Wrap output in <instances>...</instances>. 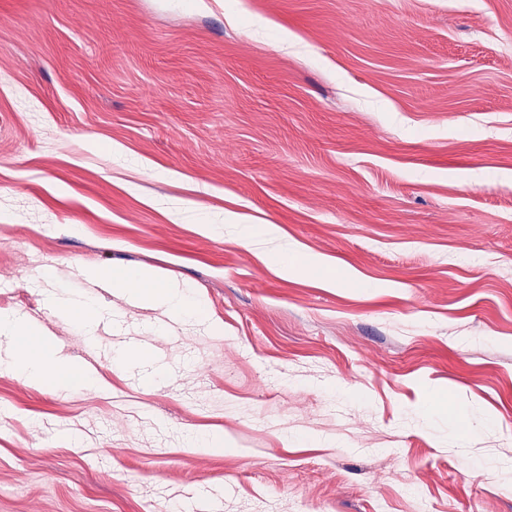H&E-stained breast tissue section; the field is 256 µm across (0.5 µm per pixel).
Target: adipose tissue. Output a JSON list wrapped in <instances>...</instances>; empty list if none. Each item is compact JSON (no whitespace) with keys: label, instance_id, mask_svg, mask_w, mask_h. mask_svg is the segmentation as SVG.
Masks as SVG:
<instances>
[{"label":"adipose tissue","instance_id":"adipose-tissue-1","mask_svg":"<svg viewBox=\"0 0 512 512\" xmlns=\"http://www.w3.org/2000/svg\"><path fill=\"white\" fill-rule=\"evenodd\" d=\"M110 277L113 288L161 307L173 317L198 320L205 314L204 301L195 289L168 281L154 270L117 268L111 271ZM0 335L16 344L6 358L0 359V366L13 372L23 383L40 385L49 380L62 391L91 384L89 374L63 363L49 337L30 323L1 314Z\"/></svg>","mask_w":512,"mask_h":512}]
</instances>
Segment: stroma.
<instances>
[{"label": "stroma", "mask_w": 512, "mask_h": 512, "mask_svg": "<svg viewBox=\"0 0 512 512\" xmlns=\"http://www.w3.org/2000/svg\"><path fill=\"white\" fill-rule=\"evenodd\" d=\"M1 311L0 512H512V0H0ZM117 290L163 308L179 319H201L204 301L187 284L173 283L158 272L146 268H117L109 273ZM0 334L17 343L5 359L0 357V366L13 372L23 383L41 385L51 380L62 391L93 383L94 379L83 368L63 363L49 337L30 323L1 313Z\"/></svg>", "instance_id": "stroma-1"}]
</instances>
